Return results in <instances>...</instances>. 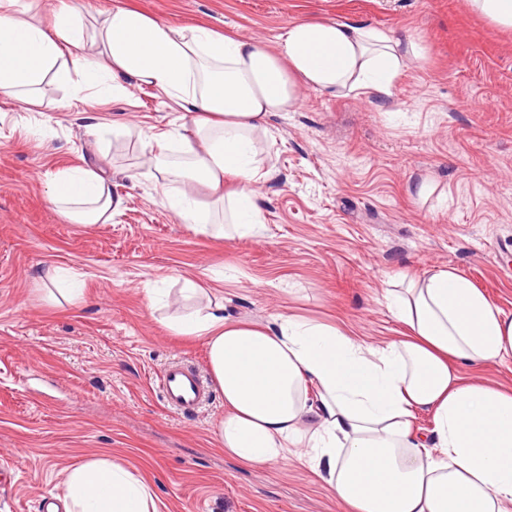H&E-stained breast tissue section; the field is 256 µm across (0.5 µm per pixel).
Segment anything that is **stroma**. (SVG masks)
<instances>
[{
    "mask_svg": "<svg viewBox=\"0 0 512 512\" xmlns=\"http://www.w3.org/2000/svg\"><path fill=\"white\" fill-rule=\"evenodd\" d=\"M159 20H203L275 44L288 23L337 20L409 32L425 49L386 96L301 88L257 148L262 236L216 241L140 177L148 137L181 110L128 83L106 103L44 89L40 108L0 99V512H45L68 469L107 456L140 474L159 512H343L297 462L244 466L217 440L224 397L198 412L162 403L174 360L208 372L203 340L174 335L185 280L224 314L335 322L381 346L402 326L390 278L440 269L468 278L512 316V30L465 0H133ZM91 165L122 200L108 224H74L47 198L59 170ZM138 180H130V173ZM434 183L420 198L421 183ZM60 269L57 282L47 267ZM77 282L79 300L66 298ZM167 289L150 305L147 286Z\"/></svg>",
    "mask_w": 512,
    "mask_h": 512,
    "instance_id": "1",
    "label": "stroma"
}]
</instances>
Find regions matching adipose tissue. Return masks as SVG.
<instances>
[{"label": "adipose tissue", "mask_w": 512, "mask_h": 512, "mask_svg": "<svg viewBox=\"0 0 512 512\" xmlns=\"http://www.w3.org/2000/svg\"><path fill=\"white\" fill-rule=\"evenodd\" d=\"M7 2L0 97L39 106L49 77L77 99L112 100L126 79L154 88L188 116L147 142L150 170L178 185L165 204L196 232L227 239L264 230L253 186L268 172L254 136L298 108L300 87L386 95L407 62L424 57L407 32L295 21L271 47L203 21L173 26L124 0L89 40L75 9L47 27L36 0ZM49 196L74 224L111 222L121 205L92 168L57 171ZM216 199L221 224L210 221ZM385 300L404 332L381 347L296 315L232 320L217 303L169 328L204 340L224 395L218 440L242 464L300 458L345 512H512V387L471 374L512 355V318L451 270L387 289ZM420 412L432 416L425 435L414 428ZM58 497L64 512H157L150 485L105 456L71 467Z\"/></svg>", "instance_id": "adipose-tissue-1"}]
</instances>
